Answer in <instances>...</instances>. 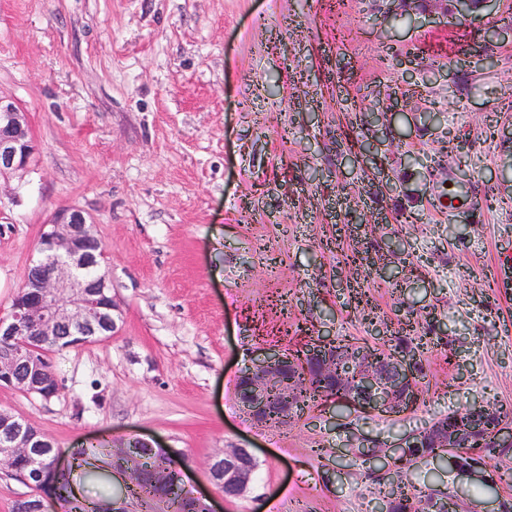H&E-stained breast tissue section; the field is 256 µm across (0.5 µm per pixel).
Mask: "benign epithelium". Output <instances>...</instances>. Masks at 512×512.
Segmentation results:
<instances>
[{"label": "benign epithelium", "mask_w": 512, "mask_h": 512, "mask_svg": "<svg viewBox=\"0 0 512 512\" xmlns=\"http://www.w3.org/2000/svg\"><path fill=\"white\" fill-rule=\"evenodd\" d=\"M491 0H455L456 11L470 16L487 6ZM37 153L27 113L10 97L0 96V174L26 169ZM41 258L28 269L21 290L12 301L7 318L0 319V386L24 387L27 394L52 399L58 389L57 375L43 364V357L32 343L53 342L60 350L78 347L112 336L118 330L120 306L112 295L109 275L85 276L92 267H101L104 247L97 236L95 224L81 209L63 207L54 211L39 238ZM333 336L319 338L310 353V367L317 373L329 372L332 379L346 376L336 371L337 352ZM292 365L288 353L275 347L258 349L251 365L236 382L237 402L249 418L259 426L267 425L269 417L286 425L297 416L294 392L282 387L278 396L283 402L272 405L269 390L280 384L282 374ZM421 361L410 351L390 352L381 358L371 357L358 364L356 381L359 387L347 396L348 405L364 414L395 416L407 411L418 400L416 379ZM493 430L499 448H512V420L491 421L473 414L458 423L444 418L434 421L421 435L412 433L398 443V455L416 459L429 456L428 449L444 448L455 454L456 468L464 471L480 462L477 456H458L463 448L476 444ZM127 447L146 454H163L168 458L176 451L156 448L136 438ZM27 461L19 470V459ZM0 466L27 486L41 485L49 489L54 479L65 473L60 467L54 444L37 427L13 414L0 412ZM176 476L186 493L184 512H215L203 496L184 483L189 461L173 462ZM257 467L253 449L237 447L224 450L207 462L211 481L221 489L224 499L244 495L251 486ZM124 485L136 481L157 483L152 471L125 469ZM32 502L26 496L14 503V512H47L45 501Z\"/></svg>", "instance_id": "benign-epithelium-1"}]
</instances>
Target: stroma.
<instances>
[{"mask_svg":"<svg viewBox=\"0 0 512 512\" xmlns=\"http://www.w3.org/2000/svg\"><path fill=\"white\" fill-rule=\"evenodd\" d=\"M0 93L38 147L0 175V318L71 205L121 306L115 335L53 354L58 397L0 386L63 464L143 438L216 512H381L393 483L362 449L512 408V30L452 0H0ZM372 141L380 163L350 159ZM400 328L425 373L402 415L260 427L235 399L264 342ZM245 445L255 480L228 502L207 461ZM401 485L498 512L512 455L422 459Z\"/></svg>","mask_w":512,"mask_h":512,"instance_id":"obj_1","label":"stroma"}]
</instances>
